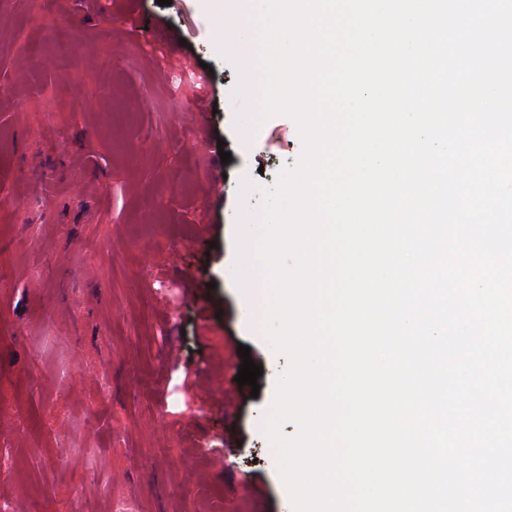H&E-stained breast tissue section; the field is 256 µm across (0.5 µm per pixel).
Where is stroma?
<instances>
[{"mask_svg": "<svg viewBox=\"0 0 512 512\" xmlns=\"http://www.w3.org/2000/svg\"><path fill=\"white\" fill-rule=\"evenodd\" d=\"M220 25L202 0H0V512H289L263 431L289 361L228 271L302 142L287 116L244 135Z\"/></svg>", "mask_w": 512, "mask_h": 512, "instance_id": "35a3bbf8", "label": "stroma"}]
</instances>
